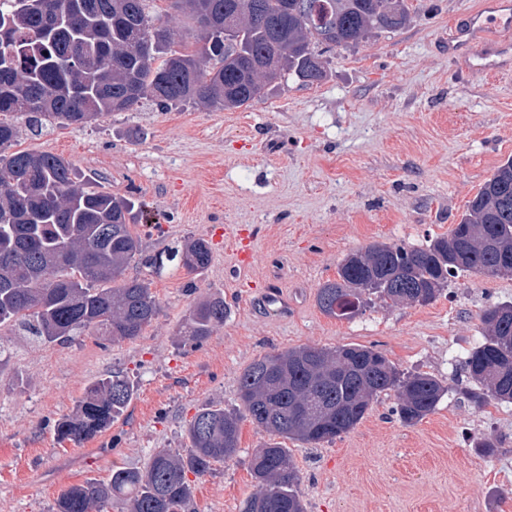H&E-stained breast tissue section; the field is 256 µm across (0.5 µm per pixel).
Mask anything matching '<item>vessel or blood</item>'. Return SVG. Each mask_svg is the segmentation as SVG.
<instances>
[{"instance_id":"obj_1","label":"vessel or blood","mask_w":512,"mask_h":512,"mask_svg":"<svg viewBox=\"0 0 512 512\" xmlns=\"http://www.w3.org/2000/svg\"><path fill=\"white\" fill-rule=\"evenodd\" d=\"M448 56L465 75L512 68V0H481L465 25L449 31Z\"/></svg>"}]
</instances>
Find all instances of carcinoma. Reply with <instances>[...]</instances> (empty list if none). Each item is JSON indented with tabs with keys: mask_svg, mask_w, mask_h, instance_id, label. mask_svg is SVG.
<instances>
[{
	"mask_svg": "<svg viewBox=\"0 0 512 512\" xmlns=\"http://www.w3.org/2000/svg\"><path fill=\"white\" fill-rule=\"evenodd\" d=\"M153 0H0V326H20L45 343L66 345L82 334L134 340L159 305L148 283L128 279L131 262L157 268L133 231L135 202L90 190L73 165L50 153L12 151L21 125L45 121L84 127L144 99L162 110L186 103L238 109L294 76L309 84L326 71L322 49L359 42L375 30L396 31L410 20L407 0H321L323 20L310 19L308 0H172L196 27L195 47L155 33ZM236 13L229 41L224 16ZM200 276L212 260L209 242L187 241L169 259ZM460 273L512 274V159L496 168L446 236L420 246L373 243L348 254L338 279L318 291L320 310L352 319L376 298L386 304H428ZM221 296L195 305L182 325L198 344L224 325ZM484 341L463 366L475 383L467 400L480 408L512 403V302L483 312ZM451 389L427 373L400 370L362 345L303 346L267 354L242 373V409L200 410L183 454L156 448L147 466L116 468L106 481L65 490L54 512H191L192 474L239 450L240 423L250 417L267 435L252 456L257 490L242 512H305L299 472L282 440L320 444L350 432L379 396L397 394L406 425L432 413ZM135 394L114 371L90 385L75 413L55 423L74 442L112 426Z\"/></svg>",
	"mask_w": 512,
	"mask_h": 512,
	"instance_id": "cac0c4a2",
	"label": "carcinoma"
}]
</instances>
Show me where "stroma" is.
<instances>
[{
    "mask_svg": "<svg viewBox=\"0 0 512 512\" xmlns=\"http://www.w3.org/2000/svg\"><path fill=\"white\" fill-rule=\"evenodd\" d=\"M479 0H408L402 29L372 32L324 54L326 77L291 79L249 106L150 101L82 128L23 132L20 151L70 161L97 190L135 199L143 249L207 237L212 226L251 236L254 259L212 246L202 276L177 263L149 283L159 313L119 343L83 335L46 344L0 329V512H53L59 495L116 467H145L154 449L187 452V426L206 407H238L254 360L298 346H373L404 371L452 382L483 339V311L512 302V275L462 274L426 305L373 301L351 320L325 315L319 288L349 253L374 242L418 246L444 236L494 170L512 159V73L464 81L442 50L450 23ZM280 303L264 306L262 289ZM211 295L230 309L204 342H184L190 309ZM136 387L110 428L81 442L54 424L87 387L114 371ZM381 395L349 433L312 447L286 441L306 512H512V403L475 408L445 395L419 423ZM499 443L491 456L476 444ZM266 436L240 423L239 452L194 479L195 512H241L255 491L249 461Z\"/></svg>",
    "mask_w": 512,
    "mask_h": 512,
    "instance_id": "stroma-1",
    "label": "stroma"
}]
</instances>
